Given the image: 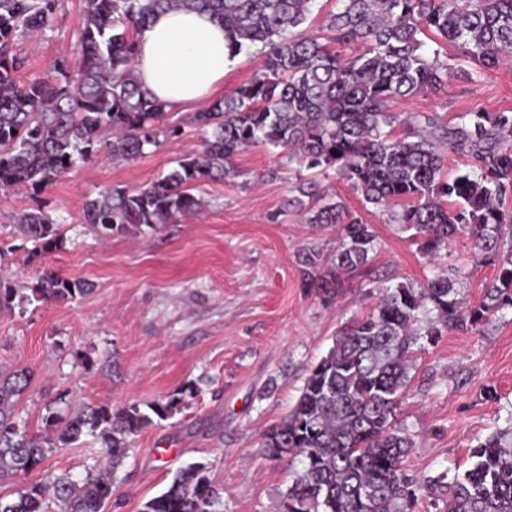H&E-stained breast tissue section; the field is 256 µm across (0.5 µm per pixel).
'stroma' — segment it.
Listing matches in <instances>:
<instances>
[{
    "instance_id": "1",
    "label": "stroma",
    "mask_w": 512,
    "mask_h": 512,
    "mask_svg": "<svg viewBox=\"0 0 512 512\" xmlns=\"http://www.w3.org/2000/svg\"><path fill=\"white\" fill-rule=\"evenodd\" d=\"M82 20L83 0H61L44 32L18 39L14 50L27 60L18 80L51 76L57 59L77 57ZM267 54L257 46L227 66L216 98L262 72ZM481 109L512 110V59L473 77L452 75L440 93L391 105L401 117L398 133L403 118L418 113L449 123L457 113ZM192 113L189 107L170 112L181 137L148 147L134 161L103 151L42 194L0 191V279L31 282L49 266L93 285L76 301L0 312V370H30L19 411L30 431L41 434L49 412L68 401L119 406L185 392L178 412L136 437L110 512H139L193 461L209 464L223 489L224 512H278L293 468L267 457L262 435L294 407L338 326L372 311L383 288L423 284L440 264L460 270L458 289L479 303L494 270L471 265L472 242L464 233L450 241L444 260L423 255L390 210L365 203L331 172L321 175L322 185L372 224L378 249L364 270L344 276L332 301H323L316 289L303 287L299 256L312 246L330 253L336 231L306 223L289 206L296 174L279 150L265 146L236 156L234 181L196 188L203 202L197 216L100 238L84 221L85 202L108 188L150 183L199 150ZM39 204L60 224L65 243L30 260L15 222ZM409 376L398 420L413 441L410 474L423 480L467 466L471 448L512 425V311L473 331H444L433 343L421 336ZM99 461L96 442L60 448L27 476L1 483L0 492L65 471L80 478Z\"/></svg>"
}]
</instances>
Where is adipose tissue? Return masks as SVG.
<instances>
[{
	"label": "adipose tissue",
	"mask_w": 512,
	"mask_h": 512,
	"mask_svg": "<svg viewBox=\"0 0 512 512\" xmlns=\"http://www.w3.org/2000/svg\"><path fill=\"white\" fill-rule=\"evenodd\" d=\"M137 48L141 85L170 110L203 105L231 63L223 25L195 11L157 14L139 33Z\"/></svg>",
	"instance_id": "1"
}]
</instances>
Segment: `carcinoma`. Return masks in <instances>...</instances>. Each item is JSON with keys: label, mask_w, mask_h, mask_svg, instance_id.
Returning <instances> with one entry per match:
<instances>
[{"label": "carcinoma", "mask_w": 512, "mask_h": 512, "mask_svg": "<svg viewBox=\"0 0 512 512\" xmlns=\"http://www.w3.org/2000/svg\"><path fill=\"white\" fill-rule=\"evenodd\" d=\"M316 0H84L80 55L62 58L50 78L25 84L16 74L25 60L15 39L48 25L60 0H0V189L43 190L79 162L105 148L132 161L146 147L180 136L164 106L139 84L137 37L156 14L205 12L224 25L229 55L258 43L271 47L264 72L193 113L203 131L201 149L177 167L133 190L109 188L89 199L84 220L101 237L132 227L177 224L199 213L193 191L202 182H231L234 158L252 146L282 149L290 163L320 173L333 169L375 207L399 206L394 221L414 231L418 251L434 258L456 235L472 238V261L494 277L482 301L471 305L445 267L419 287L384 288L374 310L342 325L328 354L308 374L288 415L263 436L268 456L298 462L286 494L287 512H404L423 491L443 503L440 512H512V427L498 430L471 452L469 468L423 482L408 472L412 442L397 422L409 383L415 325L426 304L441 329L483 326L512 310V111L461 112L448 124L417 114L408 131L393 134L390 103L437 93L460 63L475 73L494 69L512 53V0H336L318 35L301 30ZM436 35L432 56L421 36ZM452 45L456 54H441ZM464 158L443 172L440 146ZM292 203L306 223L336 228L339 243L324 258L303 253L301 281L332 299L341 276L362 270L378 239L370 224L299 176ZM19 233L35 258L63 247L60 225L41 207L22 214ZM92 290L44 267L29 285L0 281V311L31 302L75 301ZM29 373L0 372V482L38 467L48 454L85 436L99 440L103 463L81 478L67 472L0 495V512H105L117 470L132 440L179 411L172 394L146 405H66L53 432L32 434L17 417ZM139 512H224L209 464L179 470Z\"/></svg>", "instance_id": "obj_1"}]
</instances>
